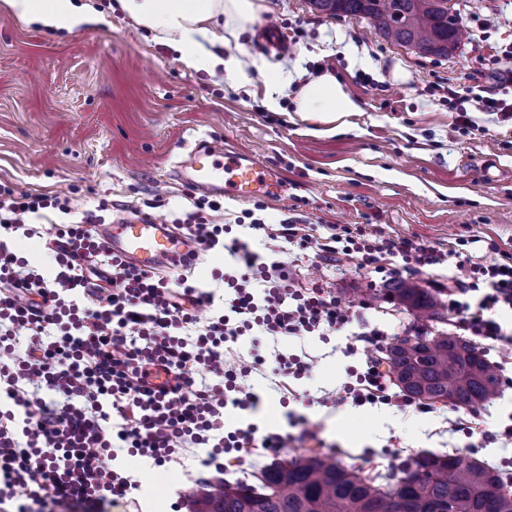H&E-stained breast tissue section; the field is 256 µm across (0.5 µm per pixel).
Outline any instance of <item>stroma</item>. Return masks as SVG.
Segmentation results:
<instances>
[{"instance_id":"35a3bbf8","label":"stroma","mask_w":512,"mask_h":512,"mask_svg":"<svg viewBox=\"0 0 512 512\" xmlns=\"http://www.w3.org/2000/svg\"><path fill=\"white\" fill-rule=\"evenodd\" d=\"M264 4L259 22L215 49L248 63L245 85L220 67L186 68L175 50L119 12L108 25L68 34L1 11L0 184L67 192L79 214L109 201L112 223L139 209L174 225L202 195L176 179L177 166L205 139L250 153L283 178L280 196L224 198L233 235H241L237 220L247 214L320 234L329 224H375L447 251L434 269L442 278L459 275L466 259L489 265L512 252V112L473 109L462 125L442 94L448 86L471 96L472 75L490 56L497 64L488 83L512 71V0H454L469 36L445 57L415 54L367 23L318 13L309 0ZM268 21L280 37H296L291 53L260 43ZM254 59L277 70L279 82L265 83ZM324 73L360 105L341 132H318L294 110L299 89ZM270 97L279 110L266 107ZM287 260L300 283L327 284L356 320L349 330L281 345L284 354L314 362L311 376L289 382L296 399L281 401L260 374L240 379L262 401L253 410L227 409L228 429L253 423L287 435V458L315 449L372 475L399 472L426 451L512 466V444L487 447L455 426L476 417L482 428L501 429L512 420V364L504 362L512 348L487 351L490 363L505 365L500 393L473 411L320 405L319 397L342 391L364 365L365 345L352 343L351 333L381 330L383 352L418 326L402 306L376 303V274L297 249ZM199 470L191 457L153 468L165 482L160 512H184L185 496L205 487Z\"/></svg>"}]
</instances>
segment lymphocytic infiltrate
I'll return each mask as SVG.
<instances>
[{
    "label": "lymphocytic infiltrate",
    "instance_id": "obj_1",
    "mask_svg": "<svg viewBox=\"0 0 512 512\" xmlns=\"http://www.w3.org/2000/svg\"><path fill=\"white\" fill-rule=\"evenodd\" d=\"M107 208L103 201L80 222L36 230L24 215L70 214L69 197L0 188V391L12 402L0 410V505L16 502V512H34L46 500H125L134 484L110 465L118 447L158 467L196 453L201 467L218 474L226 452L283 451L285 435H261L252 424L225 431V411L258 403L253 394L238 397L239 378L265 366L284 391L288 378L312 372L313 361L280 352L270 361L258 353L235 360L226 343L255 329L272 342L325 336L350 322L349 311L322 284L294 285L279 258L285 245L374 273L382 272L385 256L397 255L410 277L429 274L448 257L371 226L332 224L316 237L303 224L255 222L252 230L266 237L273 255L265 263L246 242L225 240L227 225L213 217L218 202L197 200L181 226L194 257L224 249L236 261L234 272L214 276L233 291L220 300L189 284L187 275L172 282L111 253L94 230ZM21 236L43 239L54 254L53 273L17 256ZM431 285L448 290L453 335L477 346L512 345V331L496 318L499 309L512 310V253L492 265L470 263L452 285L436 279ZM204 304L220 310L199 317L195 309ZM389 379L382 362L368 357L357 386L345 387L334 401L407 407L408 399L390 393Z\"/></svg>",
    "mask_w": 512,
    "mask_h": 512
}]
</instances>
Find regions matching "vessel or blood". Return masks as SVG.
<instances>
[{
    "label": "vessel or blood",
    "mask_w": 512,
    "mask_h": 512,
    "mask_svg": "<svg viewBox=\"0 0 512 512\" xmlns=\"http://www.w3.org/2000/svg\"><path fill=\"white\" fill-rule=\"evenodd\" d=\"M183 179L193 187L215 190L237 200L272 193L278 182L277 174L254 156L203 141L191 151ZM106 239L112 251L145 269L170 266L190 249L183 235L149 214L136 213L112 225Z\"/></svg>",
    "instance_id": "obj_1"
}]
</instances>
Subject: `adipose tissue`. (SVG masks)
Masks as SVG:
<instances>
[{"label":"adipose tissue","mask_w":512,"mask_h":512,"mask_svg":"<svg viewBox=\"0 0 512 512\" xmlns=\"http://www.w3.org/2000/svg\"><path fill=\"white\" fill-rule=\"evenodd\" d=\"M0 7L52 32L71 33L108 22L107 10L93 7L89 0H0ZM116 7L179 52L186 68L210 71L220 65L229 78L247 79L237 60H220L213 48L252 23L263 9L262 0H117ZM359 109L329 73L303 86L295 98V110L303 119L323 124Z\"/></svg>","instance_id":"obj_1"}]
</instances>
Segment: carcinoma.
Returning a JSON list of instances; mask_svg holds the SVG:
<instances>
[{"label":"carcinoma","mask_w":512,"mask_h":512,"mask_svg":"<svg viewBox=\"0 0 512 512\" xmlns=\"http://www.w3.org/2000/svg\"><path fill=\"white\" fill-rule=\"evenodd\" d=\"M329 17H354L421 56L446 57L463 29L450 0H310ZM378 298L396 303L418 320L441 318L426 288L397 280ZM391 378L409 400L476 408L499 392L497 374L484 355L446 333L397 338L386 350ZM393 483L311 451L262 471L260 485L227 483L206 500L207 512H512V494L497 468L450 453L423 452Z\"/></svg>","instance_id":"1"}]
</instances>
